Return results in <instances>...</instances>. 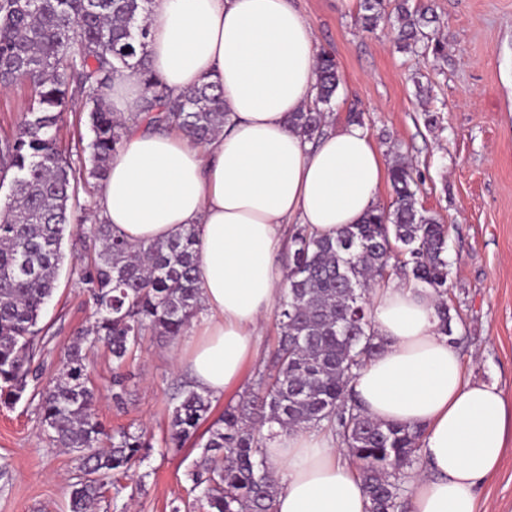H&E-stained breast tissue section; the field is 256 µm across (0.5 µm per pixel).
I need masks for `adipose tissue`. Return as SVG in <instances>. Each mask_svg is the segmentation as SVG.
Segmentation results:
<instances>
[{
    "label": "adipose tissue",
    "mask_w": 512,
    "mask_h": 512,
    "mask_svg": "<svg viewBox=\"0 0 512 512\" xmlns=\"http://www.w3.org/2000/svg\"><path fill=\"white\" fill-rule=\"evenodd\" d=\"M146 23L151 66L167 90L214 82L228 117L201 145L176 130L133 128L97 212L134 245L194 228L202 309L188 367L196 388L217 398L259 355L255 338L283 281V225L332 237L360 223L386 169L358 126L339 124L314 142L289 126L290 114L312 106L318 78L315 34L292 0H153ZM372 295L386 345L354 391L372 417L424 430L411 512H479L478 489L512 428L502 393L465 377L430 291L395 283ZM264 454L280 484L275 512H367L332 433L283 431Z\"/></svg>",
    "instance_id": "adipose-tissue-1"
}]
</instances>
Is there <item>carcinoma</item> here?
<instances>
[{"label": "carcinoma", "mask_w": 512, "mask_h": 512, "mask_svg": "<svg viewBox=\"0 0 512 512\" xmlns=\"http://www.w3.org/2000/svg\"><path fill=\"white\" fill-rule=\"evenodd\" d=\"M152 0H0V87L22 84L29 103L18 130L0 138V185L12 175L0 206V395L7 403L37 402L48 439L75 454L79 472L71 485L69 512H92L108 488L119 495L127 475L153 444L144 433H109L95 416L85 345L102 343L112 355V399L127 394L121 367L146 335L175 340L201 307L191 228L166 243L133 246L101 219L85 225L70 201L78 185L103 188L112 156L129 120L103 103L102 92L129 70L145 86L134 119L177 129L203 144L224 129L223 90L201 82L176 98L152 72L145 19ZM362 24L385 19L384 0H362ZM396 35L405 47L429 39L425 13L401 0ZM341 82L335 57L318 56L315 101L295 112L292 126L320 138L327 105ZM84 94L92 138L88 162H76L62 146L60 124L68 99ZM390 207L373 208L360 224L336 238L304 226L289 237L287 275L276 309L279 336L269 375L207 429L200 460L189 473L192 504L205 512H274L279 490L263 454L282 431L323 427L346 447L369 500V512H400L406 471L420 460L424 430L368 415L353 383L383 349L374 331L370 292L395 275L439 299L438 329L455 344L447 301V228L418 206V184L403 161L389 169ZM94 242L79 281L95 306L90 334L80 332L65 348L59 376L28 389L34 363L45 348L42 311L52 297L62 245L73 227ZM165 445L178 448L196 437L211 412L209 395L193 387L172 397Z\"/></svg>", "instance_id": "obj_1"}]
</instances>
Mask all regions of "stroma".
<instances>
[{
  "mask_svg": "<svg viewBox=\"0 0 512 512\" xmlns=\"http://www.w3.org/2000/svg\"><path fill=\"white\" fill-rule=\"evenodd\" d=\"M436 16L428 29L441 54L399 48L390 23L364 29L360 9L342 0H295L319 49L331 52L341 84L331 122L360 112L361 128L385 162L402 158L419 183V206L448 228V304L467 378L496 384L512 413V0H410ZM57 288L41 324L46 347L41 379L58 376L60 353L91 326L93 304L78 271L84 247L65 238ZM184 339L145 336L128 361V394L108 390L112 360L89 353L106 430L144 429L153 446L122 481L116 503L97 512H174L188 500V473L200 456L193 442L165 445L171 396L190 378ZM0 512H68L76 470L71 452L46 438L36 406L0 403ZM483 512H512V435L496 471L479 490Z\"/></svg>",
  "mask_w": 512,
  "mask_h": 512,
  "instance_id": "1",
  "label": "stroma"
}]
</instances>
